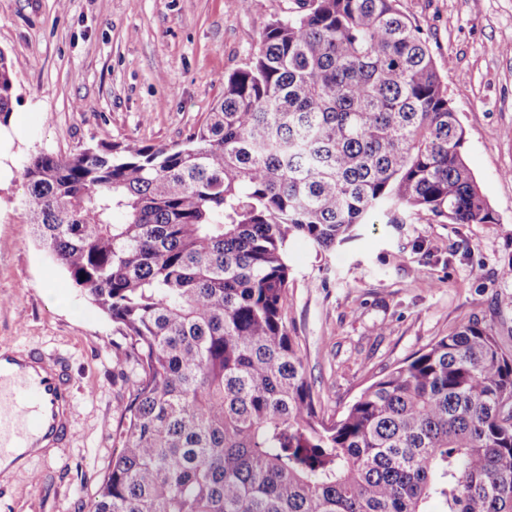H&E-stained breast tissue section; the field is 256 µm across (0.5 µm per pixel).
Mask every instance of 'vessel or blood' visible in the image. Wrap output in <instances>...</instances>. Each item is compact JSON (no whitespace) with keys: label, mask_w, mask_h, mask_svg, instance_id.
I'll use <instances>...</instances> for the list:
<instances>
[{"label":"vessel or blood","mask_w":512,"mask_h":512,"mask_svg":"<svg viewBox=\"0 0 512 512\" xmlns=\"http://www.w3.org/2000/svg\"><path fill=\"white\" fill-rule=\"evenodd\" d=\"M73 384L69 362L31 349L0 348V456L21 460L59 448L71 437Z\"/></svg>","instance_id":"obj_1"}]
</instances>
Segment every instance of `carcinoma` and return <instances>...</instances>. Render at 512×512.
<instances>
[{
    "label": "carcinoma",
    "mask_w": 512,
    "mask_h": 512,
    "mask_svg": "<svg viewBox=\"0 0 512 512\" xmlns=\"http://www.w3.org/2000/svg\"><path fill=\"white\" fill-rule=\"evenodd\" d=\"M182 142L23 166L41 244L134 378L89 512H512V356L468 322L325 420L288 326V239L375 213L492 224L465 130L399 0H302ZM14 79L0 52V124Z\"/></svg>",
    "instance_id": "carcinoma-1"
}]
</instances>
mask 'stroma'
<instances>
[{
  "label": "stroma",
  "mask_w": 512,
  "mask_h": 512,
  "mask_svg": "<svg viewBox=\"0 0 512 512\" xmlns=\"http://www.w3.org/2000/svg\"><path fill=\"white\" fill-rule=\"evenodd\" d=\"M429 35L466 133L465 159L492 224L430 212L374 216L327 252L288 244V322L324 418L432 340L477 321L512 354V0H400ZM297 0H0V51L19 132L0 185V346L68 359L72 436L31 472L0 477V512H88L129 388L112 322L50 258L24 206L22 171L45 150L184 141L249 64L265 25Z\"/></svg>",
  "instance_id": "1"
}]
</instances>
